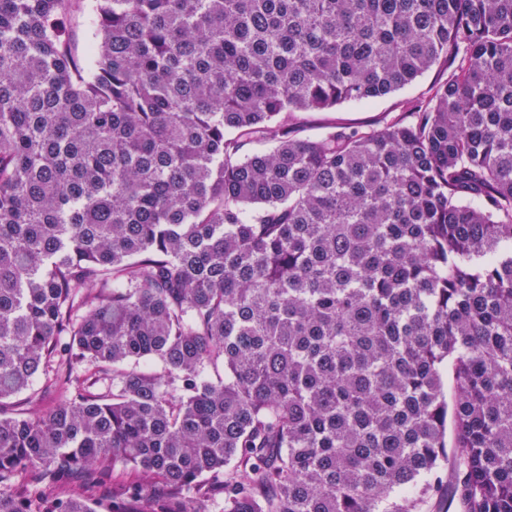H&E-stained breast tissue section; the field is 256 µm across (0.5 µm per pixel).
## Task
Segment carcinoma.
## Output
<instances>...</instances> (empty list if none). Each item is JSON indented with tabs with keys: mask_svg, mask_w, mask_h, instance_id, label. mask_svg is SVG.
I'll list each match as a JSON object with an SVG mask.
<instances>
[{
	"mask_svg": "<svg viewBox=\"0 0 512 512\" xmlns=\"http://www.w3.org/2000/svg\"><path fill=\"white\" fill-rule=\"evenodd\" d=\"M37 379L0 512L117 466L109 512H416L444 462L512 512V0H0V404ZM448 76V71L436 65L411 85L368 104L344 103L323 112H298L299 136L320 133L331 127L370 128L383 120L406 112V101L420 97L436 81Z\"/></svg>",
	"mask_w": 512,
	"mask_h": 512,
	"instance_id": "1",
	"label": "carcinoma"
}]
</instances>
